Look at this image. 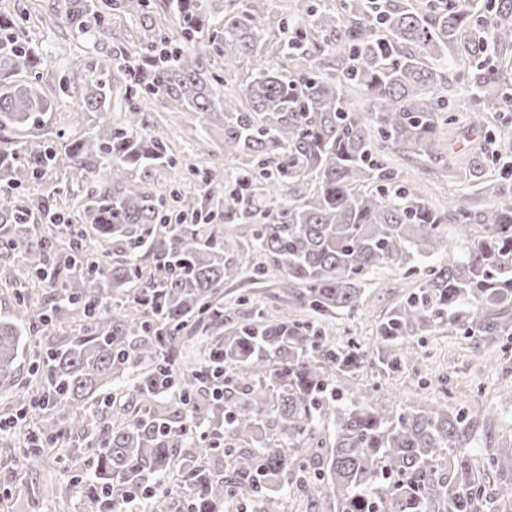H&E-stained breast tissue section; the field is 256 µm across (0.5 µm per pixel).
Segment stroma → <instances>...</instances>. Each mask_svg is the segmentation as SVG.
<instances>
[{
    "instance_id": "obj_1",
    "label": "stroma",
    "mask_w": 512,
    "mask_h": 512,
    "mask_svg": "<svg viewBox=\"0 0 512 512\" xmlns=\"http://www.w3.org/2000/svg\"><path fill=\"white\" fill-rule=\"evenodd\" d=\"M152 21V15L146 13L133 20L113 22L111 39L97 42L68 30L31 29V37L42 42L48 51L41 80L45 95H52L58 76L71 73L73 63L84 66L107 55L116 57L127 44L140 42ZM455 103L457 122L443 135L440 152H483L512 145V112L497 115L494 126L500 136L492 143L470 121L471 102L466 89H457ZM151 113L158 125L175 122L176 150L185 152L189 147L200 146L205 136L200 120L187 116L174 121L170 107L157 100L151 105ZM394 168L399 174L413 176L424 197L436 205L447 204L450 197L461 191L480 196L485 188L481 181H463L446 174L439 164L427 159L398 158ZM254 261V256L244 257V269L238 280L224 287V308L241 321L252 318L257 310L271 311L287 305L289 300L280 276L260 282L251 279L248 268ZM416 286L415 279L383 272L369 282L354 315L320 318L316 324L332 342L343 344L353 338L373 344L378 319ZM424 350L419 361L396 372L387 373L375 365L364 364L358 378L379 385L383 405L393 410L411 402L434 410L453 405L467 406L474 413L492 410V419L478 421L466 440L465 452L472 459H481L488 449L512 442V342L504 348L496 344L480 347L474 339L441 329L426 336ZM71 478V471L62 463L41 457L21 466L4 462L0 464V498L8 501L11 512H57L61 507L57 500L44 497L43 487L51 483L61 491Z\"/></svg>"
}]
</instances>
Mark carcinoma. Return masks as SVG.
<instances>
[{
  "label": "carcinoma",
  "instance_id": "obj_1",
  "mask_svg": "<svg viewBox=\"0 0 512 512\" xmlns=\"http://www.w3.org/2000/svg\"><path fill=\"white\" fill-rule=\"evenodd\" d=\"M221 2L65 0L51 22L78 36H110L112 20L158 8L147 37L121 50L123 80L110 59L87 65L79 88L59 78L58 98L79 101L70 131L51 129L37 81L47 56L26 29L43 17L0 12V292L17 302L0 316L12 408L0 453L57 459L58 440L71 441L65 459L85 472L74 489L91 512H130L138 498L145 512H286L291 497L315 512H480L484 477L512 451L456 453L471 429L465 406L379 404V386L357 382L362 346L330 343L299 313L352 314L364 284L393 270L418 286L375 324L380 370L420 358L441 327L512 339V187L492 186L487 216L465 193L436 209L392 167L399 153L437 158L456 119L450 70L476 125L512 112V0H297L308 26L290 38V16ZM352 91L369 112L353 109ZM154 100L221 117L233 180L183 163L148 117ZM43 136L52 143L28 149ZM505 159L475 153L445 168L479 179ZM154 166L181 167L208 192L148 188L138 174ZM244 253L261 258L252 279L278 272L296 305L234 322L219 295ZM62 316L70 333L46 343ZM200 332L202 365L179 368ZM24 351L35 368L19 390ZM211 358L224 362L220 394ZM494 495L512 512V478Z\"/></svg>",
  "mask_w": 512,
  "mask_h": 512
}]
</instances>
